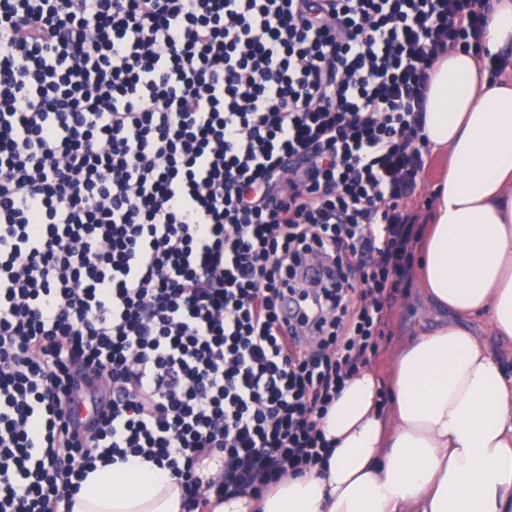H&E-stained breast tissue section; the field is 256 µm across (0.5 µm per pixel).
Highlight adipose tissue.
Listing matches in <instances>:
<instances>
[{"label": "adipose tissue", "mask_w": 512, "mask_h": 512, "mask_svg": "<svg viewBox=\"0 0 512 512\" xmlns=\"http://www.w3.org/2000/svg\"><path fill=\"white\" fill-rule=\"evenodd\" d=\"M481 51L439 55L423 133L448 156L418 249L421 289L452 318L400 350L390 409L374 371L349 379L320 427L327 465L211 512H512V376L464 325L481 315L512 342V0H488ZM183 488L139 458L88 472L70 512H184Z\"/></svg>", "instance_id": "1"}]
</instances>
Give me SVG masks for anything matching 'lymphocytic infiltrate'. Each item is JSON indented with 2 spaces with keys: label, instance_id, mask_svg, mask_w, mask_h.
Returning a JSON list of instances; mask_svg holds the SVG:
<instances>
[{
  "label": "lymphocytic infiltrate",
  "instance_id": "lymphocytic-infiltrate-1",
  "mask_svg": "<svg viewBox=\"0 0 512 512\" xmlns=\"http://www.w3.org/2000/svg\"><path fill=\"white\" fill-rule=\"evenodd\" d=\"M484 9L0 0V512H69L99 462L205 512L326 459L412 281L432 63Z\"/></svg>",
  "mask_w": 512,
  "mask_h": 512
}]
</instances>
